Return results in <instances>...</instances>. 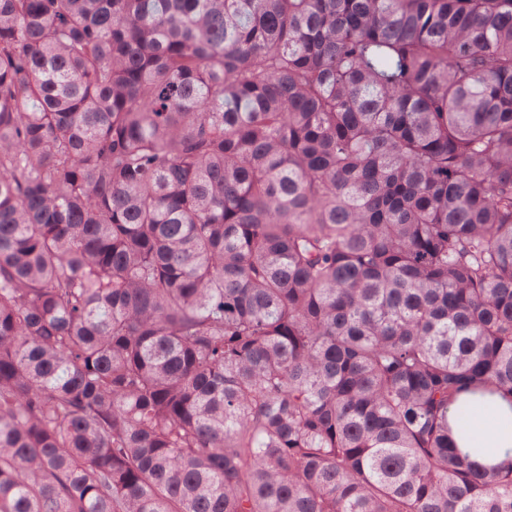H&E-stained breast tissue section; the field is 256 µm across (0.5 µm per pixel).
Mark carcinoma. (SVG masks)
Masks as SVG:
<instances>
[{"mask_svg":"<svg viewBox=\"0 0 512 512\" xmlns=\"http://www.w3.org/2000/svg\"><path fill=\"white\" fill-rule=\"evenodd\" d=\"M512 0H0V512H512ZM473 430L469 448H483L478 459L486 461L503 459L512 448V417L492 415L486 409L476 408L473 413Z\"/></svg>","mask_w":512,"mask_h":512,"instance_id":"obj_1","label":"carcinoma"}]
</instances>
